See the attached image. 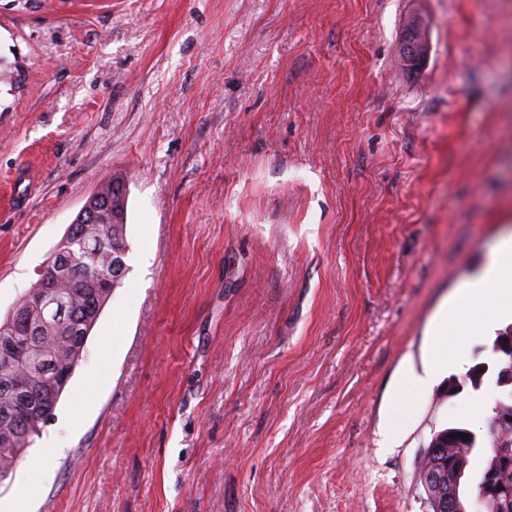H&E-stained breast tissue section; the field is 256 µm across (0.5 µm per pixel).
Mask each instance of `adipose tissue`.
Masks as SVG:
<instances>
[{
  "instance_id": "ef3b65f1",
  "label": "adipose tissue",
  "mask_w": 512,
  "mask_h": 512,
  "mask_svg": "<svg viewBox=\"0 0 512 512\" xmlns=\"http://www.w3.org/2000/svg\"><path fill=\"white\" fill-rule=\"evenodd\" d=\"M509 270H512V236L501 239L482 273L463 283L444 304L434 326L427 370L422 375L406 370L404 385L426 390L436 373L462 364L467 337L485 334L497 319L512 315V279L505 276ZM491 302L497 305L492 316L478 321L461 319V312Z\"/></svg>"
}]
</instances>
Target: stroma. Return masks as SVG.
<instances>
[{
	"label": "stroma",
	"mask_w": 512,
	"mask_h": 512,
	"mask_svg": "<svg viewBox=\"0 0 512 512\" xmlns=\"http://www.w3.org/2000/svg\"><path fill=\"white\" fill-rule=\"evenodd\" d=\"M115 178L128 272L0 512H431L494 338L399 383L512 235V0H0V321ZM409 24L414 28L415 38L405 43L401 51L411 59L414 66H417L426 58L429 52L428 31L424 20L420 17L413 18Z\"/></svg>",
	"instance_id": "obj_1"
}]
</instances>
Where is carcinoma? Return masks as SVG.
I'll return each mask as SVG.
<instances>
[{
    "label": "carcinoma",
    "mask_w": 512,
    "mask_h": 512,
    "mask_svg": "<svg viewBox=\"0 0 512 512\" xmlns=\"http://www.w3.org/2000/svg\"><path fill=\"white\" fill-rule=\"evenodd\" d=\"M126 243L123 238L109 237L100 233L97 252L88 257L83 252L73 255V273L65 288L61 289V298L65 304L63 316L58 321L45 325L38 318L30 317L20 305H15L5 322L12 323L11 331L15 336L28 341V355L31 361L17 359L7 363L1 349L11 340L9 336L0 335V438L6 436L8 441H0V481L7 479L35 436L39 435L44 424L26 423L13 416L15 396L10 388L21 385L25 387L30 410L35 412L43 405L47 389L46 383L55 371L54 365H64V360L73 349L83 350L79 337L73 335V326L81 327L94 324L99 318L100 308L110 299L111 289H116L121 282L112 277V252L116 243ZM112 282V288L104 283ZM499 388L495 398L492 415L487 425V440H482L471 430L452 426L441 429L432 435L434 442L446 445L444 460L455 455H463L464 463H470L469 456L474 449L489 445L482 472L497 471L492 485H477V495L471 507L477 512H512V456L501 454L505 448H512V425H497V415L512 418V382H496ZM469 435L464 440L459 434Z\"/></svg>",
    "instance_id": "obj_1"
}]
</instances>
